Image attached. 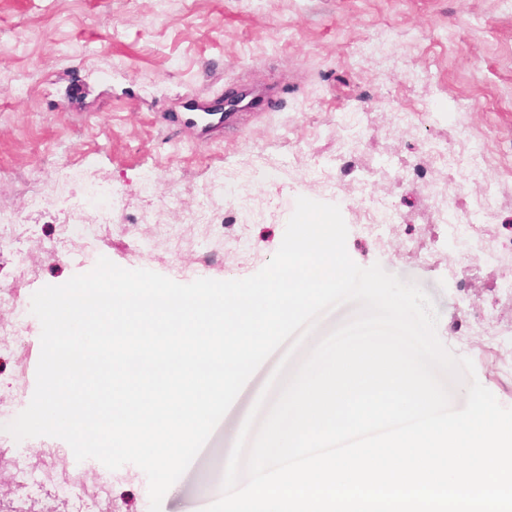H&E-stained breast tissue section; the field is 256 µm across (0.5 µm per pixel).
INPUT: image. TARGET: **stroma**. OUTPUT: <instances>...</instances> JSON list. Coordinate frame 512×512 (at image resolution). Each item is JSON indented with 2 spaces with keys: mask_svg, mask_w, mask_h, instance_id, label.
I'll list each match as a JSON object with an SVG mask.
<instances>
[{
  "mask_svg": "<svg viewBox=\"0 0 512 512\" xmlns=\"http://www.w3.org/2000/svg\"><path fill=\"white\" fill-rule=\"evenodd\" d=\"M29 72L18 92L15 71ZM272 90L261 108L235 112L222 135H199L187 103H215L244 87ZM413 110L395 124L392 115ZM362 115L349 142L342 112ZM452 160L478 157L482 177L449 181L429 146ZM351 152L352 174L337 177L329 197L304 180L307 167ZM245 165L260 174L249 186L252 214L215 203L223 239L185 221L212 171ZM154 172L152 197L143 178ZM372 200L397 214L381 233L365 229L359 177ZM106 180L121 207L111 223L78 235L63 225L70 198L86 179ZM495 203L477 205L487 189ZM49 192L45 213L27 208L31 192ZM332 201L348 228L346 248L362 267L380 264L418 284L439 312L437 334L456 356L471 358L476 377L512 408V0H0V209L18 216L0 235L23 242L24 258L0 252V284H19L18 306L0 308L10 323L34 292L91 271L99 257L126 269L177 279L195 252L216 249L214 280L242 279L264 268L281 245L297 197ZM452 200L474 231L448 240L435 216ZM139 220L137 232L127 223ZM66 239L63 260L45 261L44 237ZM179 238L181 254L167 248ZM151 250L138 256L133 244ZM25 275H18V267ZM41 324L0 340V424L24 410L35 389L26 350H40ZM275 352L251 376L192 465L165 494L161 512H203L200 486L217 473L239 428L273 375ZM47 436L14 441L9 457L28 478L12 505L67 512L73 483L93 492L98 474H73L48 459Z\"/></svg>",
  "mask_w": 512,
  "mask_h": 512,
  "instance_id": "obj_1",
  "label": "stroma"
}]
</instances>
